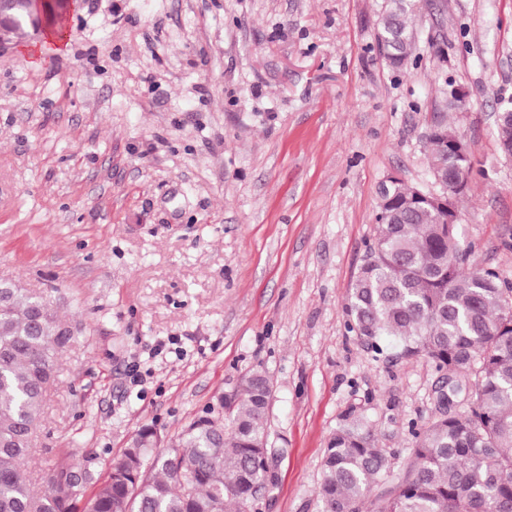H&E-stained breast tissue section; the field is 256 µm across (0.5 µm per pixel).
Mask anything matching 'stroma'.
<instances>
[{
    "instance_id": "stroma-1",
    "label": "stroma",
    "mask_w": 512,
    "mask_h": 512,
    "mask_svg": "<svg viewBox=\"0 0 512 512\" xmlns=\"http://www.w3.org/2000/svg\"><path fill=\"white\" fill-rule=\"evenodd\" d=\"M386 0H76L68 46L0 52V278L75 333L26 465L94 456L142 426L179 433L260 367L277 480L251 512H321L348 413L410 458L439 374L348 329L379 186L431 190L438 112L470 143L457 208L470 262L512 281V0H418L419 58L388 66ZM468 89L446 111V82Z\"/></svg>"
}]
</instances>
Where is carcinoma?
Here are the masks:
<instances>
[{"instance_id": "obj_1", "label": "carcinoma", "mask_w": 512, "mask_h": 512, "mask_svg": "<svg viewBox=\"0 0 512 512\" xmlns=\"http://www.w3.org/2000/svg\"><path fill=\"white\" fill-rule=\"evenodd\" d=\"M410 0H389L376 37L396 68L417 48ZM427 137L432 176L451 178L459 161L444 116ZM377 235L349 289V329L374 352L394 336L405 358L423 356L453 376L448 396L467 409L436 408L415 432L413 462L378 512H512V284L474 268L456 224L396 178L381 188ZM73 332L50 301L0 280V512H243L267 482L272 386L255 369L218 397L144 469L156 430L144 426L85 497L87 466L55 463L37 492L24 469L34 451L45 394ZM392 457L362 419L346 416L323 459V512H364Z\"/></svg>"}]
</instances>
